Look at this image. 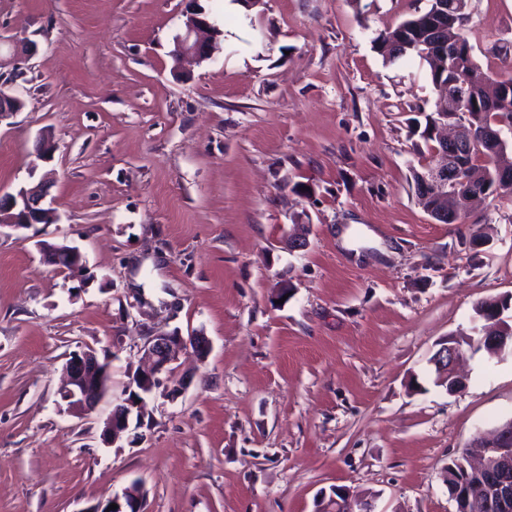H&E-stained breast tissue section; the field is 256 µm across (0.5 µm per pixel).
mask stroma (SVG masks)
Here are the masks:
<instances>
[{
	"label": "stroma",
	"instance_id": "1",
	"mask_svg": "<svg viewBox=\"0 0 512 512\" xmlns=\"http://www.w3.org/2000/svg\"><path fill=\"white\" fill-rule=\"evenodd\" d=\"M193 4L221 34L179 65ZM427 7L0 0V31L36 46L6 84L24 107L0 122V192L52 174L58 216L0 226V512H85L136 481L145 512H319L339 489L374 512H455L445 468L512 420V353L465 350L452 394L428 360L512 293V204L440 224L415 201L435 94L373 41ZM467 12L484 72L511 70L512 0ZM63 242L88 278L44 261ZM159 331L203 332L209 353L176 364L190 384L148 399L142 436L103 445L111 398L68 414L63 365L110 352L121 394Z\"/></svg>",
	"mask_w": 512,
	"mask_h": 512
}]
</instances>
